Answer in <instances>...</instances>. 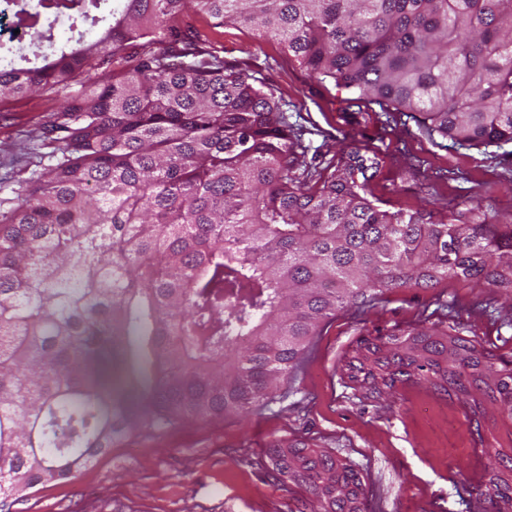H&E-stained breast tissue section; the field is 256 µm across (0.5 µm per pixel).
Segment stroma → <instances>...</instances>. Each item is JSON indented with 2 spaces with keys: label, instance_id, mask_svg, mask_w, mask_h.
I'll list each match as a JSON object with an SVG mask.
<instances>
[{
  "label": "stroma",
  "instance_id": "obj_1",
  "mask_svg": "<svg viewBox=\"0 0 512 512\" xmlns=\"http://www.w3.org/2000/svg\"><path fill=\"white\" fill-rule=\"evenodd\" d=\"M183 22L226 67L265 81L310 154L324 161L351 149L377 155L367 192L413 212L464 210L484 200L512 222V153L447 145L417 123L310 75L277 41L202 12ZM56 93L0 101V191L28 177L37 148L28 133L62 106ZM497 191L485 195L486 186ZM442 322L498 357L512 359V297L456 279L400 288L375 304L339 313L279 395L245 416L187 421L131 436L74 478L49 485L12 512H301L306 495L267 457L272 443L303 441L351 465L366 512H466L489 479L465 410L422 381L378 398L352 389L343 365L361 339ZM488 447L512 455V412L485 403Z\"/></svg>",
  "mask_w": 512,
  "mask_h": 512
}]
</instances>
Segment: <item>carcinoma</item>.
I'll list each match as a JSON object with an SVG mask.
<instances>
[{
    "label": "carcinoma",
    "instance_id": "cac0c4a2",
    "mask_svg": "<svg viewBox=\"0 0 512 512\" xmlns=\"http://www.w3.org/2000/svg\"><path fill=\"white\" fill-rule=\"evenodd\" d=\"M189 8L277 40L320 81L455 144H512V0H38L97 39L0 67V100L65 96L51 151L0 196V512L133 433L245 415L273 397L340 311L455 278L512 295V224L368 198L372 158L326 165L265 82L224 67ZM378 397L424 380L468 408L512 397V360L437 323L365 339L345 363ZM311 512H363L362 481L297 441ZM485 502L512 512V460L489 449Z\"/></svg>",
    "mask_w": 512,
    "mask_h": 512
}]
</instances>
